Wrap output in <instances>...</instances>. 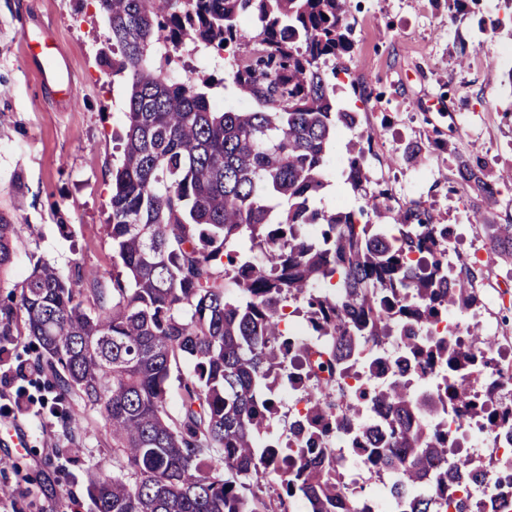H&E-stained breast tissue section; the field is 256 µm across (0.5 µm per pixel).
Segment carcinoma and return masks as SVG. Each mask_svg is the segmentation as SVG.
Here are the masks:
<instances>
[{
  "instance_id": "cac0c4a2",
  "label": "carcinoma",
  "mask_w": 512,
  "mask_h": 512,
  "mask_svg": "<svg viewBox=\"0 0 512 512\" xmlns=\"http://www.w3.org/2000/svg\"><path fill=\"white\" fill-rule=\"evenodd\" d=\"M349 0H97L108 36L100 66L123 79L122 153L109 171L112 284L38 260L0 301V359L13 337L35 356L18 363L52 394L49 413L68 425L74 400L97 412L112 437V473L90 478L95 512H361V493L336 473L326 443L351 432L363 404L380 409L383 434L368 449L371 478L400 496L398 512H478L457 496L469 477L512 484L507 466L448 460L429 427L443 401L490 434L512 425L493 405L507 367L495 339L427 337L454 310L479 303L473 275L448 269V225L415 201L392 206L368 190L372 134L343 170L363 203L315 205L328 155L358 113L336 100V67L353 50ZM225 53L224 78L175 65ZM229 80L249 110L213 90ZM460 181L488 202L495 182L478 158ZM488 254L512 263V224L475 214ZM20 224L0 209V283L14 266ZM303 313L308 343L291 336L283 302ZM405 338L421 370L448 383L410 391L390 379L340 398L315 390L296 447L267 441L277 414L272 381L291 368L333 387L368 345ZM185 363L179 407L168 409L172 367Z\"/></svg>"
}]
</instances>
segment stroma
Listing matches in <instances>:
<instances>
[{"label":"stroma","instance_id":"obj_1","mask_svg":"<svg viewBox=\"0 0 512 512\" xmlns=\"http://www.w3.org/2000/svg\"><path fill=\"white\" fill-rule=\"evenodd\" d=\"M354 48L340 61V105L358 112L373 136L367 164L372 182L388 188L394 207L423 202L439 223L458 235L448 260L472 268L481 298L478 324L494 322L497 344L512 341V266L489 258L470 222L481 208L493 224H512V6L478 0L469 14L451 19L445 0H350ZM107 25L94 0H0V207L15 208L20 240L0 300L37 259L59 269L73 260L112 279V240L106 224L111 182L107 171L120 157L125 87L98 62ZM49 41L69 63L70 99L46 93L28 64V47ZM355 135L336 138L320 205L358 207L344 182V162ZM422 147L419 160L408 144ZM481 158L500 192L482 202L456 175L459 159ZM26 189L16 195L15 176ZM69 217L68 230L53 212ZM79 422L70 427L39 403L7 417L29 432L32 450L0 445L13 461L0 470V487L26 490L19 512H94L86 491L89 474L112 465V439L100 416L73 403Z\"/></svg>","mask_w":512,"mask_h":512}]
</instances>
